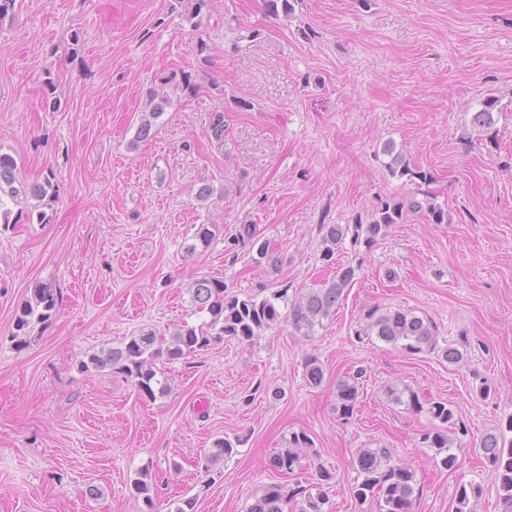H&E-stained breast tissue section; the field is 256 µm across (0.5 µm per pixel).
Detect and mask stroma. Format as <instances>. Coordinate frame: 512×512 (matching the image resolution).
<instances>
[{"instance_id":"1","label":"stroma","mask_w":512,"mask_h":512,"mask_svg":"<svg viewBox=\"0 0 512 512\" xmlns=\"http://www.w3.org/2000/svg\"><path fill=\"white\" fill-rule=\"evenodd\" d=\"M195 6L17 0L0 19V152L21 181L52 172L59 186L50 223L0 225V512H142L133 483L147 466L159 512L189 497L195 512H247L267 485L313 480L320 465L337 474L332 512H360L347 492L353 461L380 444L414 471L415 512H453L461 480L483 488L474 512H498L480 441L512 414V0H297L275 15L263 0H209L198 29ZM175 73L191 75L195 97ZM160 87L172 104L135 142ZM490 96L494 143L471 125ZM218 108L220 147L207 136ZM388 143L431 174L448 221L412 212L373 244L344 241L336 258L355 279L314 336L283 323L249 345L224 339L167 364L171 391L154 401L120 373L81 371L142 329L167 337L207 320L191 299L196 277L292 295L324 287L335 271L321 260V225L417 192L391 176ZM199 224L219 230L187 253ZM242 224L278 268L231 245ZM39 283L59 288V310L19 351L14 316ZM373 306L428 316L440 339L466 345L467 362L358 341ZM309 355L326 369L317 388L303 377ZM356 373L360 404L344 423L336 382ZM392 385L454 408L467 428L456 472L422 444L428 416L390 401ZM300 429L318 454L281 475L270 462ZM235 435L244 444L210 480L197 457Z\"/></svg>"}]
</instances>
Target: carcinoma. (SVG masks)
Segmentation results:
<instances>
[{
  "mask_svg": "<svg viewBox=\"0 0 512 512\" xmlns=\"http://www.w3.org/2000/svg\"><path fill=\"white\" fill-rule=\"evenodd\" d=\"M149 112L141 118L135 138L131 145L152 136L156 120L163 115L170 98L152 89L148 92ZM499 99L488 97L480 103V109L471 119L472 127L478 136L493 141L496 138L494 112L498 110ZM226 124L224 111L211 112L207 135L217 145H224ZM383 154L390 157L386 167L395 176H409L423 183L431 181V175L422 170L411 169L402 153L395 151L393 145L383 148ZM16 159L7 153H0V224L19 223L23 213L11 218L10 205L18 203L20 196H30L40 201L55 197L56 184L54 174L46 176L41 183L25 184L17 178ZM422 212L426 219L434 224L448 223V212L431 197L418 200L412 195L394 196L380 201L371 214L368 223L321 225V257L327 265L336 266V276L326 288L303 294L294 300L287 299L288 289H279L270 293L264 288L248 291L236 290L216 277H201L192 282L190 290L192 302L201 312H206L210 320L200 327L187 323L179 326L170 337L158 336L152 330H142L136 336L110 347L100 354L88 357L81 362V370L98 373L106 368L120 371L130 381L138 394L149 400H156L168 394L170 384L164 369L158 363L173 362L189 354L200 351L211 343L230 337L240 343H251L265 331L283 321L305 336L315 334V327L330 316L336 303L354 279L356 268L351 264L336 262V250L347 235L352 241L364 240L366 244L386 236L394 224L404 222L409 212ZM217 225L200 224L188 244L190 252L197 248H208L215 239ZM231 242L247 244L257 254L256 263L265 262L271 266L279 263V257L270 251L267 242L255 234L253 226L241 224ZM57 289L49 283L36 285L28 298L18 309L11 342L15 349L22 351L35 339L36 328L48 322L58 309ZM363 328L357 331V337H376L379 341L394 349L416 355L432 351L441 356L450 365H458L467 359V346L457 343L439 344L436 326L427 316H420L412 310L403 308L367 309L362 317ZM303 376L308 386L320 387L325 379V370L318 357L309 355L303 364ZM362 372L336 382L334 410L337 418L348 420L358 410L360 398V379ZM389 398L396 404L404 405L417 413H426L432 425L422 434L425 447L435 451L441 466L454 472L459 467L458 456L453 450L451 434L456 432L458 418L455 410L446 401L425 398L406 387L391 386L387 390ZM512 415L506 419L505 426L496 433L486 435L480 447L493 468L498 483L499 512H512ZM242 438L224 437L214 442V450L197 460V466L204 472L212 471L218 462L231 458L238 452ZM313 439L304 431L294 432L289 439V448L277 454L271 466L285 473L294 472L299 464L300 453L308 450L313 455ZM356 477L348 485L350 497L362 506L371 503L378 512H414L417 500V482L414 472L405 464L394 460L392 450L385 446L362 448L354 460ZM317 481L306 486L298 483L294 487L273 483L266 486L262 494L255 497L247 512H284V506L294 504L298 512H329L330 502L327 489L337 483L336 472L320 466L316 470ZM142 478L133 484L134 494L143 499L145 512H155V497L152 495V473L145 468ZM482 496V487L476 482L458 484L455 493V512H473V506Z\"/></svg>",
  "mask_w": 512,
  "mask_h": 512,
  "instance_id": "1",
  "label": "carcinoma"
}]
</instances>
